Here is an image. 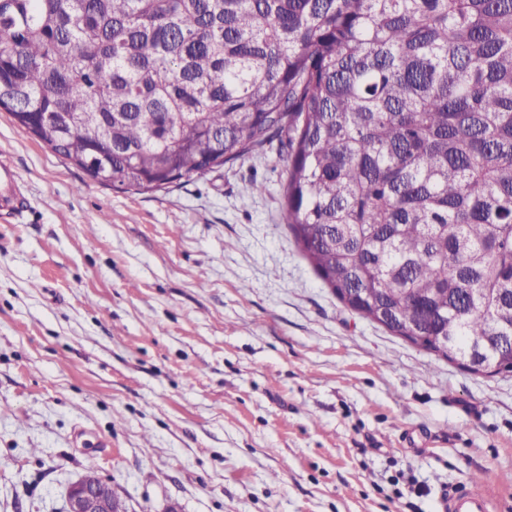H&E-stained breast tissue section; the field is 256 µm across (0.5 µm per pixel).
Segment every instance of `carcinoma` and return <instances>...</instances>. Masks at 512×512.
Masks as SVG:
<instances>
[{"label":"carcinoma","mask_w":512,"mask_h":512,"mask_svg":"<svg viewBox=\"0 0 512 512\" xmlns=\"http://www.w3.org/2000/svg\"><path fill=\"white\" fill-rule=\"evenodd\" d=\"M0 108L120 190L279 142L340 302L512 371V0H0Z\"/></svg>","instance_id":"1"}]
</instances>
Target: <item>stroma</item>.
Returning <instances> with one entry per match:
<instances>
[{"instance_id": "obj_1", "label": "stroma", "mask_w": 512, "mask_h": 512, "mask_svg": "<svg viewBox=\"0 0 512 512\" xmlns=\"http://www.w3.org/2000/svg\"><path fill=\"white\" fill-rule=\"evenodd\" d=\"M1 159L0 512H64L90 463L128 512H439L463 485L512 512V372L346 308L282 221L279 148L121 191L0 109ZM22 204L16 171L11 165L0 162V210L18 211Z\"/></svg>"}]
</instances>
